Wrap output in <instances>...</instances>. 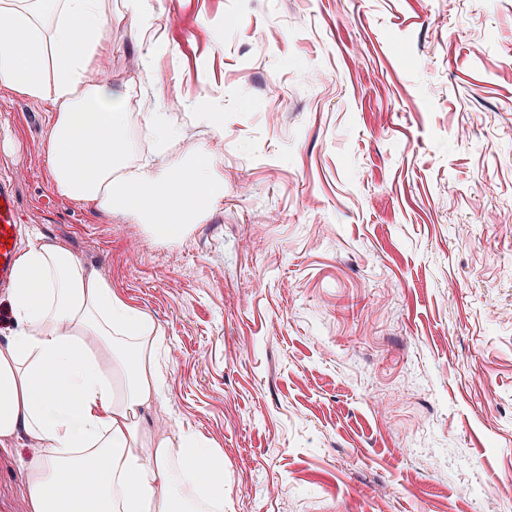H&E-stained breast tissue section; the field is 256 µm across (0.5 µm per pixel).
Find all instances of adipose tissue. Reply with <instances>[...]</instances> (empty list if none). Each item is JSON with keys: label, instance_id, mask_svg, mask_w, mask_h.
<instances>
[{"label": "adipose tissue", "instance_id": "adipose-tissue-1", "mask_svg": "<svg viewBox=\"0 0 512 512\" xmlns=\"http://www.w3.org/2000/svg\"><path fill=\"white\" fill-rule=\"evenodd\" d=\"M111 28L112 0H0V87L51 102L49 173L61 195L177 242L223 198L224 174L204 152L172 169L137 159L124 134L134 82L112 80ZM7 301L0 446L23 435L36 449L23 464L29 512H223V455L200 434L142 421L166 382L152 316L38 239L18 255ZM66 472L77 481L60 483Z\"/></svg>", "mask_w": 512, "mask_h": 512}]
</instances>
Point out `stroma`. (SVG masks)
<instances>
[{
    "label": "stroma",
    "instance_id": "stroma-1",
    "mask_svg": "<svg viewBox=\"0 0 512 512\" xmlns=\"http://www.w3.org/2000/svg\"><path fill=\"white\" fill-rule=\"evenodd\" d=\"M112 77L224 198L184 240L56 192L51 106L0 88L23 240L165 336L157 432L224 455V512H512V0H145ZM482 54H474L473 45ZM224 115V128L201 118ZM19 438L0 512H28ZM137 116H139L145 126L154 131L159 142H164L165 137L172 133L169 117L166 112H138Z\"/></svg>",
    "mask_w": 512,
    "mask_h": 512
}]
</instances>
